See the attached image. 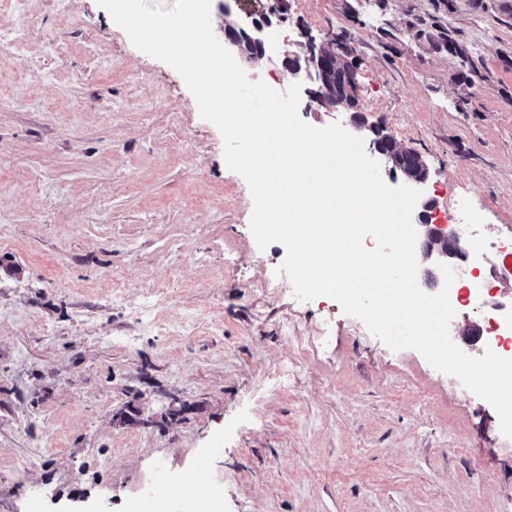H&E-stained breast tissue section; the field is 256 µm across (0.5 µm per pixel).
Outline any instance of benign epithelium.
Instances as JSON below:
<instances>
[{"label": "benign epithelium", "mask_w": 512, "mask_h": 512, "mask_svg": "<svg viewBox=\"0 0 512 512\" xmlns=\"http://www.w3.org/2000/svg\"><path fill=\"white\" fill-rule=\"evenodd\" d=\"M288 0H276L275 6L268 12L259 15L251 20L250 26L246 27L231 19L232 11L229 3L221 5V13L224 17V46L241 59L249 62L261 58L266 53L264 40L259 37L263 29L269 28L273 22H282L287 17ZM304 46L307 56L312 63L315 72L317 88L309 90V96L324 105L329 104V87L326 83V74L331 70L349 69V66L340 61L339 44L336 39H323L316 42L315 38L305 36ZM336 106L343 111L350 113V128L360 133L364 130L371 132L370 149L371 154L379 165L391 175L397 174V167L394 162L393 153L388 151L382 144L380 136L376 134L378 128L366 123L364 115L353 100V86L344 90L336 91ZM419 233L424 239L435 241V248L428 251L426 257L434 263H444L449 266L456 264L463 257L461 248L462 239L465 238L464 231L452 224H431L425 219V213L419 214Z\"/></svg>", "instance_id": "1"}]
</instances>
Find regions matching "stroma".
<instances>
[{
	"label": "stroma",
	"mask_w": 512,
	"mask_h": 512,
	"mask_svg": "<svg viewBox=\"0 0 512 512\" xmlns=\"http://www.w3.org/2000/svg\"><path fill=\"white\" fill-rule=\"evenodd\" d=\"M244 63L283 91L343 38L435 224L512 242V0H288ZM182 78L96 0L0 12V512H512V438L460 381L298 301ZM39 454L29 469L22 457ZM395 156L397 157V164L399 168L407 171L411 176L416 174L418 169H420L419 175L417 177H411L407 180L410 184L414 186H420L425 184L429 177L430 171L426 163L419 156L418 166L417 158L411 153H400L399 150L395 151ZM195 489L190 488L181 493V496H192ZM223 488L219 485H211L205 491L196 495L197 512H221L218 507L222 502Z\"/></svg>",
	"instance_id": "1"
}]
</instances>
